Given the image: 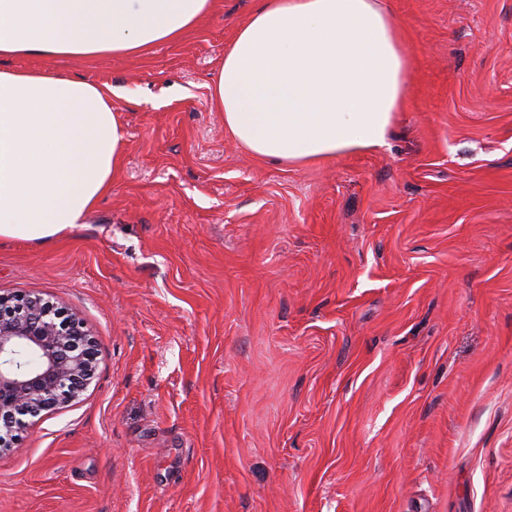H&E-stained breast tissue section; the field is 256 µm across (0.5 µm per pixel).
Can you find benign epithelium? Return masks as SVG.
<instances>
[{
	"label": "benign epithelium",
	"instance_id": "1",
	"mask_svg": "<svg viewBox=\"0 0 512 512\" xmlns=\"http://www.w3.org/2000/svg\"><path fill=\"white\" fill-rule=\"evenodd\" d=\"M94 341L76 317L39 296H0V452L27 417L76 400L95 373Z\"/></svg>",
	"mask_w": 512,
	"mask_h": 512
}]
</instances>
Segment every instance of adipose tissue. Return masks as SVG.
I'll use <instances>...</instances> for the list:
<instances>
[{"label": "adipose tissue", "instance_id": "adipose-tissue-1", "mask_svg": "<svg viewBox=\"0 0 512 512\" xmlns=\"http://www.w3.org/2000/svg\"><path fill=\"white\" fill-rule=\"evenodd\" d=\"M214 0H0V57L137 55ZM410 58L381 0H260L224 50L211 104L252 155L289 165L386 145ZM110 85L0 69V239L43 245L85 224L122 166Z\"/></svg>", "mask_w": 512, "mask_h": 512}]
</instances>
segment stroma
I'll return each instance as SVG.
<instances>
[{"instance_id":"obj_1","label":"stroma","mask_w":512,"mask_h":512,"mask_svg":"<svg viewBox=\"0 0 512 512\" xmlns=\"http://www.w3.org/2000/svg\"><path fill=\"white\" fill-rule=\"evenodd\" d=\"M257 0L110 84L123 164L85 224L0 241L97 348L0 454V512H512V0H385L411 54L386 146L299 167L211 105Z\"/></svg>"}]
</instances>
